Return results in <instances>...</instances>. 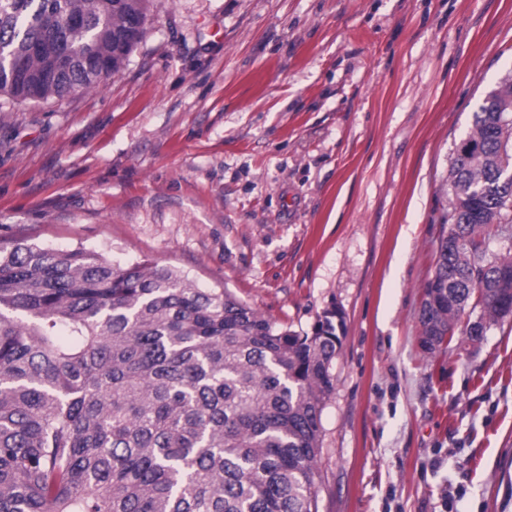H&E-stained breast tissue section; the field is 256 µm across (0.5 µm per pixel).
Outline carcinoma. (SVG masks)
<instances>
[{
    "instance_id": "cac0c4a2",
    "label": "carcinoma",
    "mask_w": 512,
    "mask_h": 512,
    "mask_svg": "<svg viewBox=\"0 0 512 512\" xmlns=\"http://www.w3.org/2000/svg\"><path fill=\"white\" fill-rule=\"evenodd\" d=\"M152 0H0V96L64 98L118 72ZM421 336L473 341L512 287V71L473 113ZM477 298L479 324L467 316ZM341 347L277 325L229 289L82 246H0V512H318L321 416Z\"/></svg>"
}]
</instances>
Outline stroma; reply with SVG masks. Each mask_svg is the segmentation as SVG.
Returning <instances> with one entry per match:
<instances>
[{
  "label": "stroma",
  "mask_w": 512,
  "mask_h": 512,
  "mask_svg": "<svg viewBox=\"0 0 512 512\" xmlns=\"http://www.w3.org/2000/svg\"><path fill=\"white\" fill-rule=\"evenodd\" d=\"M512 0H154L104 84L0 97V240L344 320L318 512H512V317L424 352L444 184Z\"/></svg>",
  "instance_id": "obj_1"
}]
</instances>
